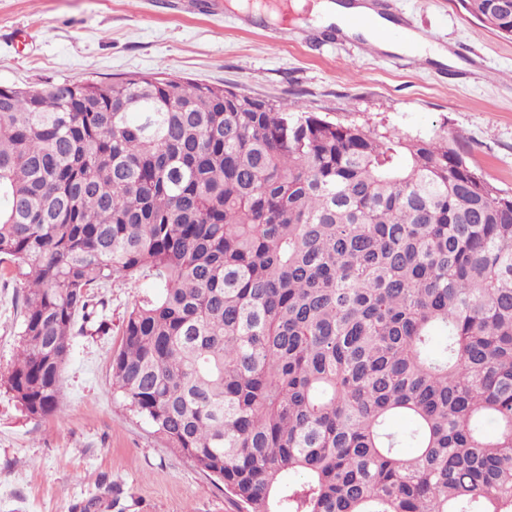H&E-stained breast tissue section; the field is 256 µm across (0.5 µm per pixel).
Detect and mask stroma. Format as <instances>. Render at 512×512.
I'll use <instances>...</instances> for the list:
<instances>
[{"instance_id": "35a3bbf8", "label": "stroma", "mask_w": 512, "mask_h": 512, "mask_svg": "<svg viewBox=\"0 0 512 512\" xmlns=\"http://www.w3.org/2000/svg\"><path fill=\"white\" fill-rule=\"evenodd\" d=\"M304 0L287 20L240 0H0V86L168 75L230 87L336 122L447 138L512 191V39L468 18L457 0H392V21L448 51L443 64L327 37ZM153 278L113 279L104 307L74 338L64 408L28 418L0 386V512H239L222 483L171 448L112 386V357ZM23 288L0 263V377L20 348Z\"/></svg>"}]
</instances>
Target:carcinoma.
<instances>
[{"label":"carcinoma","mask_w":512,"mask_h":512,"mask_svg":"<svg viewBox=\"0 0 512 512\" xmlns=\"http://www.w3.org/2000/svg\"><path fill=\"white\" fill-rule=\"evenodd\" d=\"M459 4L512 39L508 0ZM61 85L0 86L28 417L62 409L89 291L145 274L162 294L112 385L245 512H512L511 191L446 141L295 102Z\"/></svg>","instance_id":"cac0c4a2"}]
</instances>
